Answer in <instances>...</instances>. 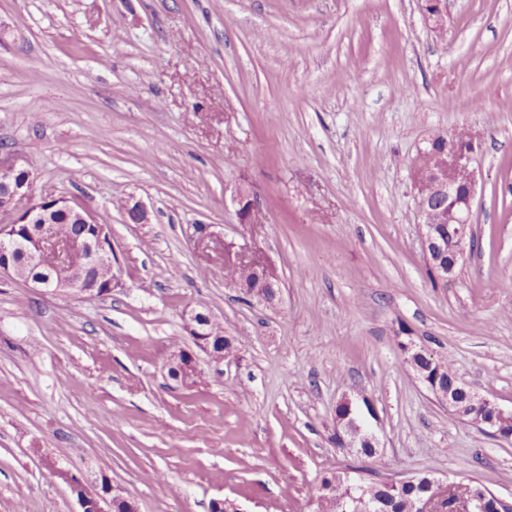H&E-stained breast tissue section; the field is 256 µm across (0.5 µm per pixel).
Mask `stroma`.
<instances>
[{
  "mask_svg": "<svg viewBox=\"0 0 512 512\" xmlns=\"http://www.w3.org/2000/svg\"><path fill=\"white\" fill-rule=\"evenodd\" d=\"M459 133L476 242L435 286L411 165ZM7 152L36 198L107 226L123 285L91 299L0 274V512H79L49 457L140 512H313L322 477L358 465L512 496V442L451 421L399 348L512 410V0H447L440 32L421 0H0ZM243 183L259 223L238 222ZM228 242L276 266L278 309L227 286ZM188 308L230 356L194 350ZM180 347L190 387L168 376ZM360 393L380 418L367 459L336 442ZM209 330L213 334L211 337L212 358L223 360L224 356L231 353L234 349V339L232 336H224V327L216 320L209 327Z\"/></svg>",
  "mask_w": 512,
  "mask_h": 512,
  "instance_id": "35a3bbf8",
  "label": "stroma"
}]
</instances>
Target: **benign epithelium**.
Listing matches in <instances>:
<instances>
[{
	"label": "benign epithelium",
	"mask_w": 512,
	"mask_h": 512,
	"mask_svg": "<svg viewBox=\"0 0 512 512\" xmlns=\"http://www.w3.org/2000/svg\"><path fill=\"white\" fill-rule=\"evenodd\" d=\"M422 11L425 22L431 29L436 30L444 25V0H422ZM471 153V139L453 142L448 145V150L440 154L434 165L426 161L425 152H420L412 169L418 206L422 207L421 223L425 224L421 235L422 249L427 261L445 279L470 253L469 239L473 230L472 214L476 196V179L470 168ZM17 171H26L17 154L9 153L0 157V211L14 216L10 223L0 226V258H4V261H0V272L46 291L59 292L63 288H69L88 298L102 297L103 293L96 288H81L82 274L63 269L61 260L71 249L84 244L89 252L88 265L95 268L114 266V251L106 225L96 223L82 209L74 213L75 219L81 224H92L95 227V234L82 242L60 241L50 232L34 238L20 230L18 225L32 224L52 209L68 206V200L43 199L27 210H19L17 201L31 199L33 193L30 177L21 180L13 178ZM234 201L237 205L238 223H256L258 205L254 197L239 188L235 192ZM18 251L27 254L32 265L43 270V274L26 275L14 272L5 259ZM445 251L448 252V263L442 265L437 256ZM224 262L232 266L242 263L258 265L265 271L268 287H279L280 277L275 266L266 258L250 253L245 245L237 249L232 244L224 245ZM205 318L206 314L197 309L185 311V325L196 336L197 343L203 349L207 348ZM466 400L467 406L474 413L482 414L488 410L496 414L506 413L496 402L470 389L466 391ZM47 465L76 495L79 512H107V505L114 501L125 503L128 512H139L136 501L124 496L116 487L110 485L104 491L100 485L95 484L90 488L82 477L61 467L58 461L49 460ZM432 488V497L419 504L418 512H432L435 500L448 496V486L435 480ZM511 501V496L484 493L468 497L467 508L469 512H500L499 503Z\"/></svg>",
	"instance_id": "1"
}]
</instances>
